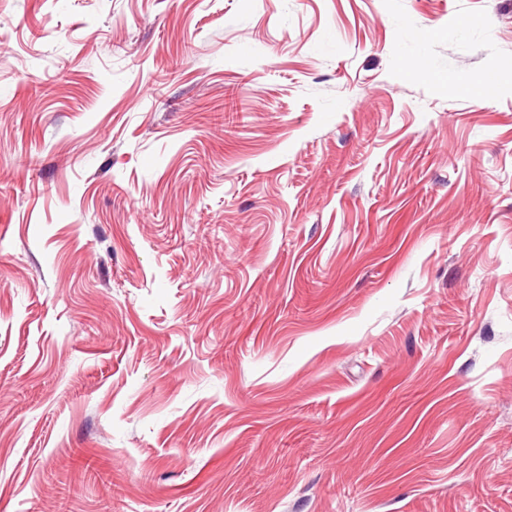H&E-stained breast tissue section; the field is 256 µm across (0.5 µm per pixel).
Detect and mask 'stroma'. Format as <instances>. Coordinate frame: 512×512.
Wrapping results in <instances>:
<instances>
[{"mask_svg":"<svg viewBox=\"0 0 512 512\" xmlns=\"http://www.w3.org/2000/svg\"><path fill=\"white\" fill-rule=\"evenodd\" d=\"M0 512H512V0H0Z\"/></svg>","mask_w":512,"mask_h":512,"instance_id":"35a3bbf8","label":"stroma"}]
</instances>
